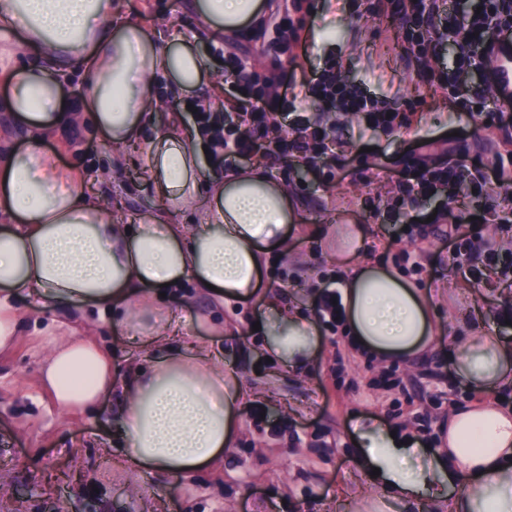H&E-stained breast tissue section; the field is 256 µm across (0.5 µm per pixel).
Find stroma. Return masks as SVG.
Wrapping results in <instances>:
<instances>
[{"instance_id": "35a3bbf8", "label": "stroma", "mask_w": 512, "mask_h": 512, "mask_svg": "<svg viewBox=\"0 0 512 512\" xmlns=\"http://www.w3.org/2000/svg\"><path fill=\"white\" fill-rule=\"evenodd\" d=\"M277 7L307 41V56L276 59L255 52L245 32L225 34V52L260 77L275 62L298 75L335 63L341 79L389 107L414 106L416 121L373 132L362 117L316 101L303 104L325 128L330 150L318 162L319 173L302 179L294 173L302 154H284L267 167L300 203L301 221L289 237V254H274L265 264L264 289L277 294L281 306L315 317L318 296L341 290L346 275L345 266L330 257L337 225L363 224L370 234L369 261L433 292L434 316L444 332L458 329L456 315L468 308L474 331L512 346V326L502 320L512 309V288L491 272L478 283L465 280L441 262L448 253V221L466 207L465 198L421 201L425 220L411 239L377 213L396 199L399 180L414 177L421 163L453 158L473 164L497 148L504 130L479 120L458 123L454 114L461 101L429 84L431 71L452 65V58L432 54L422 64L407 65L403 26L391 15L372 13L371 0H347L342 8L335 0H279ZM114 8L146 30L181 33L205 55L209 70L223 72L222 59L209 53V39L198 38L187 0H114ZM47 147L63 165H80L99 192L119 193L128 217L156 206L138 177L139 162H127L119 189L99 180L107 161L101 139L82 140L77 151L54 141ZM166 300L186 307L187 337L207 343L216 362L239 381L243 421L234 448L195 473L131 469L116 419L120 393H104L94 406L69 412L43 390L41 366L54 344L70 336L47 305L30 314L15 347L0 353V512H372L367 481L352 459L359 416L408 428L429 453L448 423L449 407L512 406L511 388L487 394L453 379L444 334L423 356L378 361L358 354L343 330L322 322L311 363L291 370L271 360L264 332L254 328L268 318L260 304L226 306L190 282ZM86 315L114 367L124 373L146 365V351L107 329L105 314L90 308Z\"/></svg>"}]
</instances>
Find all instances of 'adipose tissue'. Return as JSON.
Wrapping results in <instances>:
<instances>
[{
    "label": "adipose tissue",
    "instance_id": "1",
    "mask_svg": "<svg viewBox=\"0 0 512 512\" xmlns=\"http://www.w3.org/2000/svg\"><path fill=\"white\" fill-rule=\"evenodd\" d=\"M267 0H193L199 25L237 32L258 22ZM174 92L208 87V106L221 109L222 77L196 50L161 29L112 14V0H0V107L24 134L23 146L0 140V351L21 333L17 297L51 303L64 325L86 309L133 345L160 348L147 367L112 379V360L90 341L57 344L42 385L62 409L95 404L120 385L118 418L129 463L138 470L187 474L233 447L240 427L241 389L205 345L165 351L185 317L181 306H156L150 291L192 282L209 297H258L264 257L288 252V230L300 220L285 182L262 165L207 177L198 131L180 127L141 138L166 102L152 94L156 75ZM82 93L72 99L73 81ZM91 126L109 152L102 180L120 182L123 156L144 153L139 178L159 199L127 228L110 197L92 191L82 171L63 166L48 140ZM192 209L191 224L170 223L171 210ZM367 230L336 227L338 263H352L344 285L345 324L352 344L379 360L425 353L436 322L430 300L391 269L361 261ZM261 298V297H258ZM277 318L268 348L289 368L305 367L319 332L309 318L285 314L277 298H261ZM456 381L492 391L512 385V347L482 333L449 336ZM419 441L388 425L361 423L355 460L368 484L385 496L451 501L450 512H512V408L453 409L445 445L427 466H408Z\"/></svg>",
    "mask_w": 512,
    "mask_h": 512
}]
</instances>
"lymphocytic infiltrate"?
I'll return each instance as SVG.
<instances>
[{
  "mask_svg": "<svg viewBox=\"0 0 512 512\" xmlns=\"http://www.w3.org/2000/svg\"><path fill=\"white\" fill-rule=\"evenodd\" d=\"M398 15L406 30L409 51L416 57L428 55L433 48L429 28L435 14H440L438 0H397ZM445 32L455 34L458 47L453 68L443 72V85L455 86L463 73L486 67V54L491 44L500 37H512V0H483L480 13L459 18L456 13L443 15ZM228 74L237 96L225 113H214L198 108L193 120L207 144L208 157L219 167L242 163L254 155L271 158L285 150L301 153L321 147L326 135L309 118L276 108V101L293 102L315 98L325 106L346 112H362L368 118L369 128L388 127L392 123L405 126L408 114L386 110L369 104L367 97L354 85L337 80L333 69H324L312 76L289 77L271 70L263 86H256L252 74L237 55H230ZM504 169L502 157L488 164L473 167L422 165L415 179L399 185V191L408 198L429 197L441 192L456 197L463 183H470L475 191H482L492 181L501 180ZM465 213L453 215L448 225V239L453 247L448 251V265L463 276L480 278L484 268L498 269L504 280L512 279V262L501 263L491 246L475 250L458 247L459 228L468 223Z\"/></svg>",
  "mask_w": 512,
  "mask_h": 512,
  "instance_id": "lymphocytic-infiltrate-1",
  "label": "lymphocytic infiltrate"
}]
</instances>
